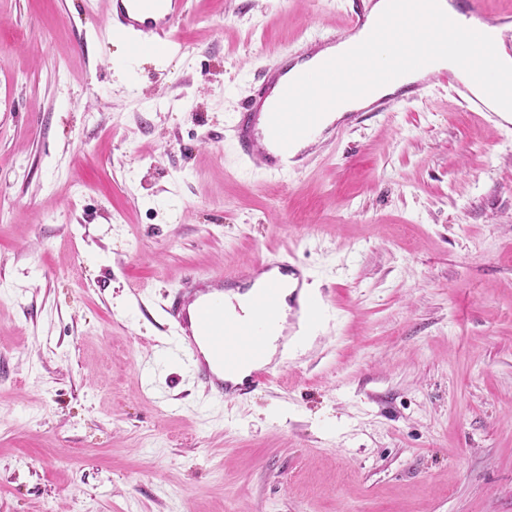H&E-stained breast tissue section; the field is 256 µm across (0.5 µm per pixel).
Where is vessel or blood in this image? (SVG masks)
I'll use <instances>...</instances> for the list:
<instances>
[{
  "instance_id": "1",
  "label": "vessel or blood",
  "mask_w": 512,
  "mask_h": 512,
  "mask_svg": "<svg viewBox=\"0 0 512 512\" xmlns=\"http://www.w3.org/2000/svg\"><path fill=\"white\" fill-rule=\"evenodd\" d=\"M449 2L464 17L466 27L473 29L487 24L500 36L512 41L511 15L488 16L484 0ZM107 3L106 27L112 33L125 37L131 48H141L152 38L171 46L178 44L179 30L187 17L186 0H107ZM375 24L376 18L371 13L368 0H363L348 16L339 36L303 40L289 55L261 68L257 84L232 124L239 157L245 164L271 175L301 171L307 165L315 143L334 141L363 114L379 115L388 109L389 99L381 98L369 104L366 110L344 113L340 119L329 123L318 122L317 137H302L290 149L273 140L269 127L274 106L293 80L290 70L294 64L311 60L315 65H322V50L359 33L372 31ZM423 73V80L404 85L401 95L415 98L422 93L425 83L443 82L456 89L458 97L481 122L512 128V119L502 113L488 111L485 103L460 80L458 70L435 69L427 65ZM275 270L293 275L295 279L289 305L295 324L294 333L302 335L309 326L320 323L324 314V297L311 293L309 272L292 255L260 259L244 272L230 269L186 277L166 309L174 323L175 355L216 399L228 401L245 397L272 381L275 371L280 368L279 363L263 358L262 327L279 318L276 290L270 287L260 292L255 303V316L249 320L225 319L224 304L220 298L221 293L240 282L257 280ZM243 363L252 364L251 374L239 383L227 379V371Z\"/></svg>"
}]
</instances>
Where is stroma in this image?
<instances>
[{
  "label": "stroma",
  "instance_id": "obj_1",
  "mask_svg": "<svg viewBox=\"0 0 512 512\" xmlns=\"http://www.w3.org/2000/svg\"><path fill=\"white\" fill-rule=\"evenodd\" d=\"M192 2L134 54L0 0V512H512V129L436 83L269 176L234 115L355 0ZM288 251L320 332L213 403L161 307Z\"/></svg>",
  "mask_w": 512,
  "mask_h": 512
}]
</instances>
